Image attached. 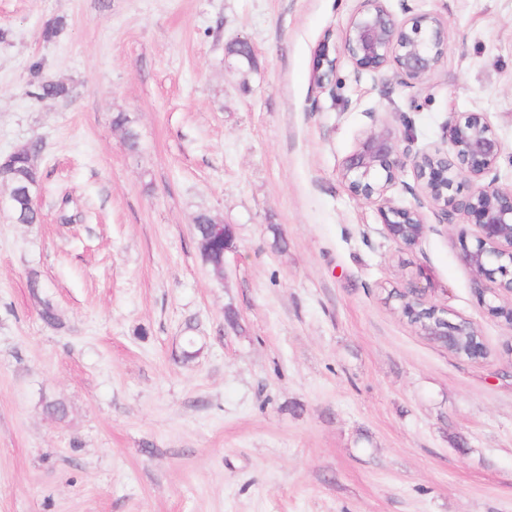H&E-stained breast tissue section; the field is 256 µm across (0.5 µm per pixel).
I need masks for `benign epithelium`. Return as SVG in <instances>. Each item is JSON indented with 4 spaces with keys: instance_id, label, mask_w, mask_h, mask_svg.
Returning <instances> with one entry per match:
<instances>
[{
    "instance_id": "benign-epithelium-1",
    "label": "benign epithelium",
    "mask_w": 512,
    "mask_h": 512,
    "mask_svg": "<svg viewBox=\"0 0 512 512\" xmlns=\"http://www.w3.org/2000/svg\"><path fill=\"white\" fill-rule=\"evenodd\" d=\"M446 23L442 17L422 13L400 18L386 0H358V6L342 31L340 45L324 42L313 68V81L322 90L332 89L337 55H344L356 72L368 71L384 78L392 69L400 83L422 89L439 70L448 53ZM502 145L486 117L469 112L447 123L442 145L400 148L394 130L373 126L344 159L342 180L354 196L377 205L385 234L395 243L411 248L427 232L423 208L441 215L448 224L460 218L478 232L472 242L460 241L461 257L473 274L479 301L488 312L512 329V186L498 185L494 175ZM420 186L417 203L393 205L388 192L406 169ZM212 242L235 250L230 224L210 226ZM405 313L418 320L431 314L438 320L436 335L455 336L462 325L474 327L467 318L426 303L417 291L392 293Z\"/></svg>"
}]
</instances>
